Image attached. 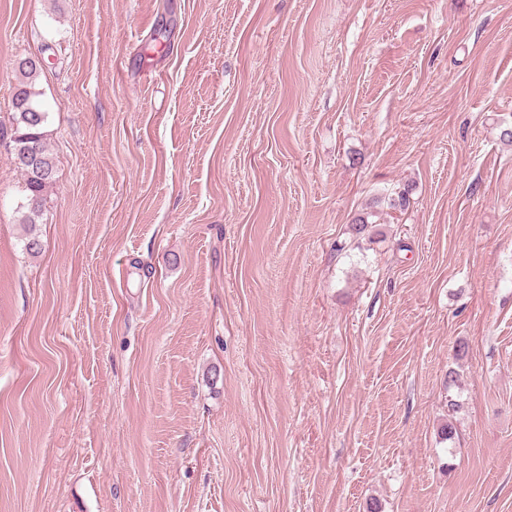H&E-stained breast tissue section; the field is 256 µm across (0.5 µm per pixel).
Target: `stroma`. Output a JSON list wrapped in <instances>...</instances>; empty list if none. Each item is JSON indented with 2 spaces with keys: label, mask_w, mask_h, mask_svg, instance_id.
I'll list each match as a JSON object with an SVG mask.
<instances>
[{
  "label": "stroma",
  "mask_w": 512,
  "mask_h": 512,
  "mask_svg": "<svg viewBox=\"0 0 512 512\" xmlns=\"http://www.w3.org/2000/svg\"><path fill=\"white\" fill-rule=\"evenodd\" d=\"M45 44L0 512H512V0H0V128Z\"/></svg>",
  "instance_id": "35a3bbf8"
}]
</instances>
